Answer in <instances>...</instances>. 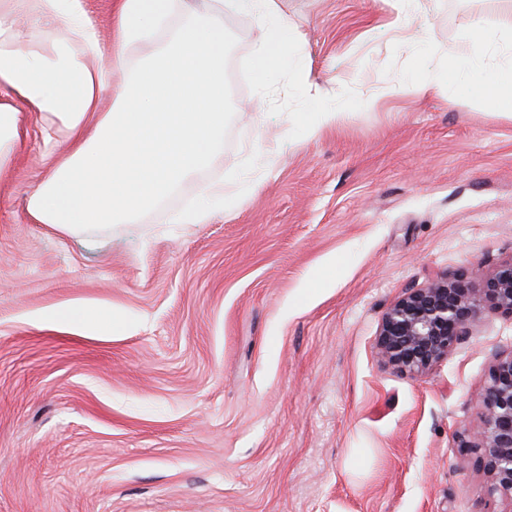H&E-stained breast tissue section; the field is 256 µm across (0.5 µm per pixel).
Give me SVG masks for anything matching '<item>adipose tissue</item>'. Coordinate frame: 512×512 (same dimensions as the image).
Segmentation results:
<instances>
[{
  "instance_id": "adipose-tissue-1",
  "label": "adipose tissue",
  "mask_w": 512,
  "mask_h": 512,
  "mask_svg": "<svg viewBox=\"0 0 512 512\" xmlns=\"http://www.w3.org/2000/svg\"><path fill=\"white\" fill-rule=\"evenodd\" d=\"M174 7L114 0L106 44L84 0H0V173L31 133L50 146V172L28 199L36 223L71 232L131 221L209 163L224 137L227 36L215 13L267 20L258 77L288 51L278 0H211L155 61L130 65V49L153 40ZM116 70L130 78L103 103Z\"/></svg>"
}]
</instances>
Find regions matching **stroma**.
Instances as JSON below:
<instances>
[{"label":"stroma","mask_w":512,"mask_h":512,"mask_svg":"<svg viewBox=\"0 0 512 512\" xmlns=\"http://www.w3.org/2000/svg\"><path fill=\"white\" fill-rule=\"evenodd\" d=\"M280 7L295 39L262 83L267 23L223 15V142L137 223L30 220L40 137L0 175V512H512L457 441L512 315L420 377L375 353L407 292L512 261V118L452 67L512 68L487 38L512 0H406L399 31L387 0ZM219 179L207 223H172ZM61 305L98 329L42 321Z\"/></svg>","instance_id":"stroma-1"}]
</instances>
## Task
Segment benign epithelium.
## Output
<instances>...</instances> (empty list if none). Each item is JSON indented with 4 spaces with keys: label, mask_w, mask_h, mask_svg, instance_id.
Masks as SVG:
<instances>
[{
    "label": "benign epithelium",
    "mask_w": 512,
    "mask_h": 512,
    "mask_svg": "<svg viewBox=\"0 0 512 512\" xmlns=\"http://www.w3.org/2000/svg\"><path fill=\"white\" fill-rule=\"evenodd\" d=\"M479 287L436 279L411 291L385 314L376 341L380 363L419 377L450 353L486 308L512 314V262L491 277L474 273ZM478 430L459 435L460 464L478 454L489 475V495L512 499V353L499 356L477 401Z\"/></svg>",
    "instance_id": "obj_1"
}]
</instances>
